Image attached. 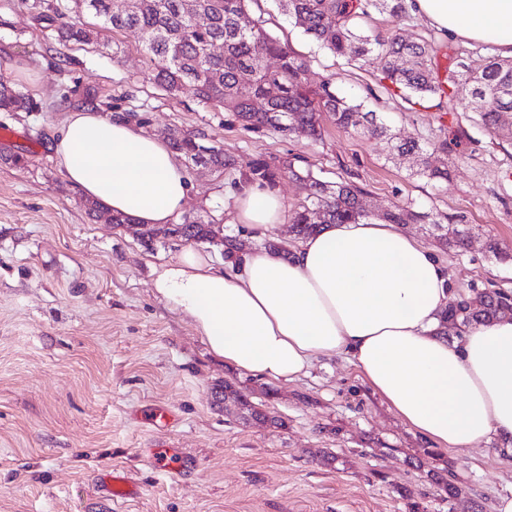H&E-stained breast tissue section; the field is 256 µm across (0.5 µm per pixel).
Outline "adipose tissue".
<instances>
[{"mask_svg":"<svg viewBox=\"0 0 512 512\" xmlns=\"http://www.w3.org/2000/svg\"><path fill=\"white\" fill-rule=\"evenodd\" d=\"M407 8L441 39L512 57V0H407ZM53 151L84 196L142 224L170 223L191 189L168 146L121 117L68 113ZM285 217L270 185L247 181L233 195V223L259 234ZM154 285L241 372L288 382L343 356L423 439L464 450L495 438L512 454V317L446 340L448 271L397 225L330 224L288 258L255 250L226 269L188 250L157 270Z\"/></svg>","mask_w":512,"mask_h":512,"instance_id":"obj_1","label":"adipose tissue"}]
</instances>
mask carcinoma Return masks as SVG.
I'll return each instance as SVG.
<instances>
[{
	"label": "carcinoma",
	"mask_w": 512,
	"mask_h": 512,
	"mask_svg": "<svg viewBox=\"0 0 512 512\" xmlns=\"http://www.w3.org/2000/svg\"><path fill=\"white\" fill-rule=\"evenodd\" d=\"M250 0H132L121 11L111 0H73V6L49 4L38 12L35 21L56 41L92 44L99 30L77 18V9H85L103 28L129 33L146 50L151 79L169 93L185 86L193 88L203 103L216 102L236 115L244 127H270L284 135L297 129L313 139L322 137L329 121L345 131H360L384 138L390 151L416 158V175L429 180L448 179V166L458 159L459 136H446L429 145L415 139H398L373 111H363L362 104L336 95L328 80L312 87L307 81L308 61L269 34L262 22L244 27L240 18ZM285 14L302 28L303 33L336 56L359 65L377 54L383 60V79L391 82L404 99L439 98L438 108L455 103L474 112L481 124L495 137H507L503 114L512 111V58L483 56L481 49L448 45V64L438 59L439 47L433 42L407 40L396 30L366 32L358 21L371 12H387L394 18L407 14L406 0H276ZM275 94L257 110L253 101ZM30 100L0 82V110L26 112ZM173 149L193 162L215 168H231L223 149L205 146L194 136L172 138ZM306 182V203L289 217L288 233L303 238L319 232L325 224H358L380 221L388 224L421 223L428 218L396 204L382 213L366 208L365 191L347 181L328 185L311 170L300 171L288 161L279 167L259 162L252 179L271 185L284 176ZM463 220L448 216V224L436 225L443 231L440 239L463 247L468 231L458 228ZM181 239L206 243L211 225L183 219ZM512 312V295L481 292L470 299L452 301L444 314L443 335L472 322H487ZM224 400L231 401L250 418L266 414L230 383H224Z\"/></svg>",
	"instance_id": "obj_1"
}]
</instances>
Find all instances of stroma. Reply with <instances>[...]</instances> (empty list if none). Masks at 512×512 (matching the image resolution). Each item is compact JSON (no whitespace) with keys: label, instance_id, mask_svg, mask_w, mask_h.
I'll return each instance as SVG.
<instances>
[{"label":"stroma","instance_id":"35a3bbf8","mask_svg":"<svg viewBox=\"0 0 512 512\" xmlns=\"http://www.w3.org/2000/svg\"><path fill=\"white\" fill-rule=\"evenodd\" d=\"M33 14L27 0H0V81L32 101L27 112L0 110V130L11 132L0 137V512H409L405 488L426 512H497L512 495V455L496 441L449 450L423 440L341 357L268 382L213 356L154 289L153 269L175 263L187 242L160 234L148 247L108 212L89 215L52 146L90 92L106 115L143 118L146 133L221 147L230 170L186 162L183 215L222 226L246 251L286 231L256 238L228 221L231 195L257 162L293 158L324 182L347 178L372 210L400 203L431 215L404 230L446 265L460 299L512 294V140L493 139L474 113L392 96L378 59L358 67L319 49L272 0H252L249 16L309 60L311 83L331 79L396 136L427 143L459 133L462 159L447 182L415 175L413 159L390 155L385 140L332 125L318 141L243 129L192 90L172 96L154 84L133 36L106 31L99 45L64 47ZM448 213L465 218L464 248L438 239L433 222ZM226 382L268 421L216 403ZM165 448L187 464L157 469L153 455ZM115 469L134 489L118 502L100 486ZM436 472L462 494L448 499Z\"/></svg>","mask_w":512,"mask_h":512}]
</instances>
